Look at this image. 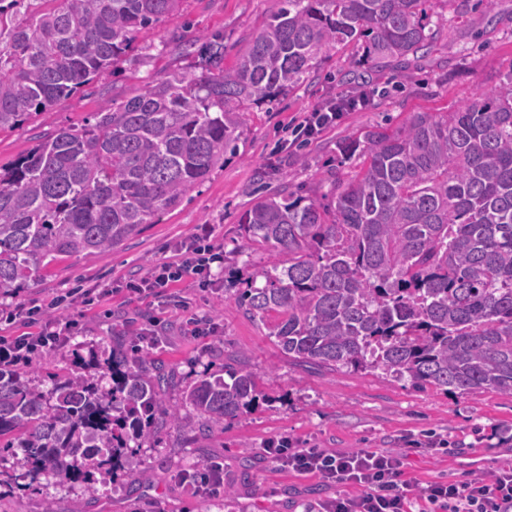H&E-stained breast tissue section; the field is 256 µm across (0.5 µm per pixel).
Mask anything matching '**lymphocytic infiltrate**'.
Here are the masks:
<instances>
[{
    "label": "lymphocytic infiltrate",
    "instance_id": "obj_1",
    "mask_svg": "<svg viewBox=\"0 0 512 512\" xmlns=\"http://www.w3.org/2000/svg\"><path fill=\"white\" fill-rule=\"evenodd\" d=\"M172 258L153 266L139 280L126 282L127 292L136 298L164 296L167 289L190 279L198 287L216 284L213 263L222 259V246L208 224L197 225L187 238L172 247ZM79 321L71 316L46 320L35 336L0 338V362L20 366L26 354L48 348L60 337L71 335ZM268 454L299 473H313L336 484H353L360 492L339 495L323 502L319 512H409L413 500L431 505V512H512V467H503L487 478L468 481L433 482L415 488L404 478V457L388 450L326 452L296 448L291 441L269 442Z\"/></svg>",
    "mask_w": 512,
    "mask_h": 512
}]
</instances>
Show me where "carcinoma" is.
<instances>
[{"instance_id":"obj_1","label":"carcinoma","mask_w":512,"mask_h":512,"mask_svg":"<svg viewBox=\"0 0 512 512\" xmlns=\"http://www.w3.org/2000/svg\"><path fill=\"white\" fill-rule=\"evenodd\" d=\"M181 0H0V130L67 99L125 55L137 34L175 17ZM430 0H281L224 68V39L199 49V71L61 128L0 170V294L52 264L110 251L235 152L241 116L302 85L338 45L375 62H407L435 39ZM360 170L323 206L266 195L240 218L271 249L241 296L281 350L330 370L380 369L396 380L512 395V69L458 109L414 112L341 146ZM286 255L288 259L280 260ZM147 353L102 375L48 376L44 391L0 367V454L64 486L131 469L129 443L155 418L183 425ZM245 367L206 372L184 393L202 426L250 409Z\"/></svg>"}]
</instances>
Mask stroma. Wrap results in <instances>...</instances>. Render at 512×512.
Instances as JSON below:
<instances>
[{
	"label": "stroma",
	"mask_w": 512,
	"mask_h": 512,
	"mask_svg": "<svg viewBox=\"0 0 512 512\" xmlns=\"http://www.w3.org/2000/svg\"><path fill=\"white\" fill-rule=\"evenodd\" d=\"M279 7L280 0H183L177 17L138 33L113 71L23 125L0 131V166H10L40 138L62 127H81L91 113L168 73L194 71L199 62L195 37H223L228 46L224 64L234 66L245 38ZM429 14L444 33L411 64L376 68L357 47H336L303 85L243 114L237 154L178 207L160 214L122 248L70 257L50 266L38 281L0 296V336H22L30 334V326L6 319L7 308L15 303L42 305L75 288L98 291L65 345L32 354L27 369L36 381H44L49 372L71 373L79 355L102 360L111 350H130L139 330L153 321L158 338L149 349L150 370L167 378L170 404L180 406L184 390L204 370L221 369L229 357L246 360L259 391L250 410L225 420L204 443L190 432L197 417L182 409L184 427L164 428L134 449V476L107 487L81 480L48 486L28 477L17 457L0 454V512H44L48 506L54 512H312L337 495L358 494V487L336 486L273 460L266 445L282 437L297 448L402 452L403 478L415 487L487 476L512 463V395L491 390L460 394L414 386L379 369L333 372L296 363L269 336L266 322L245 314L236 302L249 273L269 257L267 247L246 240L237 222L259 192L285 189L329 203L335 182L359 168V158L346 160L339 153L345 139L368 128L394 129L414 112L455 110L512 70V0H495L489 10L480 0H431ZM365 80L388 87L389 96L366 110L346 113L301 155L279 151L280 140L289 138L304 113L329 96L356 91ZM199 224L213 225L224 244L220 286L205 290L186 281L172 299L131 297L125 282L146 276L166 258L168 245L188 237ZM109 283L115 290L107 295L103 289ZM192 317L215 324L216 335H193L187 324ZM207 457L222 464L232 500L197 494L182 484L181 474Z\"/></svg>",
	"instance_id": "obj_1"
}]
</instances>
